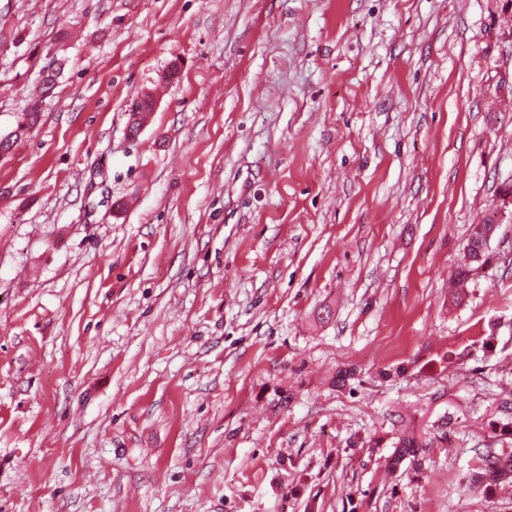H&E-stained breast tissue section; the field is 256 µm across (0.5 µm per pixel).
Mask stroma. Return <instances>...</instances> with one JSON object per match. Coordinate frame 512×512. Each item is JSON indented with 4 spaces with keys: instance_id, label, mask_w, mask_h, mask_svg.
<instances>
[{
    "instance_id": "obj_1",
    "label": "stroma",
    "mask_w": 512,
    "mask_h": 512,
    "mask_svg": "<svg viewBox=\"0 0 512 512\" xmlns=\"http://www.w3.org/2000/svg\"><path fill=\"white\" fill-rule=\"evenodd\" d=\"M4 37L0 137L43 101L0 156V512H512L468 480L512 448V222L449 286L512 178V0H0ZM492 219H484L481 224H473L466 244L467 263L461 265L454 274V298L457 301L462 300V295L468 284L479 273L480 268L485 272L491 263L490 242H488V232L492 224ZM476 272V273H475ZM425 448V445L420 444L413 437L405 435L399 437L397 446L388 463V471L392 474L400 471L401 465L406 459H409L417 468L422 464L426 452Z\"/></svg>"
}]
</instances>
